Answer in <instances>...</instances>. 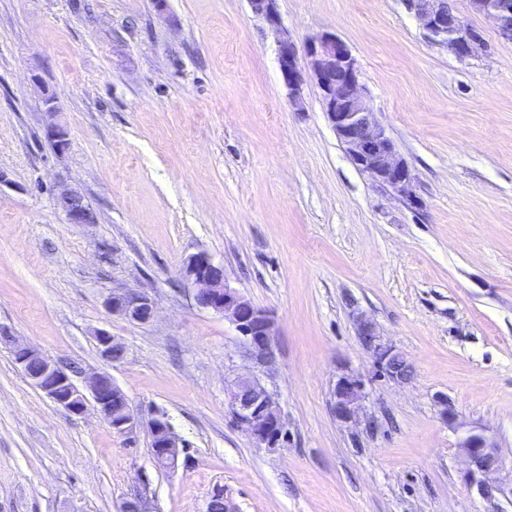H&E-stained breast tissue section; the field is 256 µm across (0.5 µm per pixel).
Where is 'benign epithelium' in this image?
I'll return each instance as SVG.
<instances>
[{
  "label": "benign epithelium",
  "mask_w": 512,
  "mask_h": 512,
  "mask_svg": "<svg viewBox=\"0 0 512 512\" xmlns=\"http://www.w3.org/2000/svg\"><path fill=\"white\" fill-rule=\"evenodd\" d=\"M276 2L248 0L252 14L263 18L278 34L279 69L290 100L300 105L302 86L307 78H312L320 90L327 119L358 170L406 204L419 205L411 171L367 103L359 81L357 61L348 46L331 33L312 38L305 46L308 69H302L297 62V48L281 27ZM404 2L432 41L450 47L461 57L476 56L484 49L480 37L456 16L450 0ZM470 4L473 11L494 23L498 33L508 32L506 23L512 22V0H470ZM55 202L69 224L96 222L84 195L75 188L60 187ZM186 275L194 285L192 299L195 306L219 314L235 325L244 337L256 366L271 365L274 361V323L270 314L229 287L224 277V266L214 263L205 254L194 255L187 261ZM107 307L112 313L138 323L150 322L155 314L152 298L140 292L114 293L107 299ZM358 332L366 347L392 377L406 380L412 376V367L404 356L381 341L371 322L359 320ZM0 339L10 345L15 364L31 384L69 414L80 416L92 403L101 419L118 435L130 437L140 425L127 395L110 375L91 372L85 376L84 386L79 387L69 369L18 340L9 328L2 325ZM94 339L103 360L117 363L126 357L125 345L107 331L96 332ZM224 393L236 423L249 434L257 447L274 448L285 439L286 431L278 403L258 377H240L227 386ZM360 398L361 386L357 381L350 378L339 380L335 388L336 418L344 421L355 418ZM146 428L153 461L158 469L173 470L185 461V446L181 445L166 415L153 413L146 422ZM462 448L471 466V475L489 472L498 463L496 447L484 436H468ZM121 512H153L148 487L143 486L126 498Z\"/></svg>",
  "instance_id": "1"
}]
</instances>
